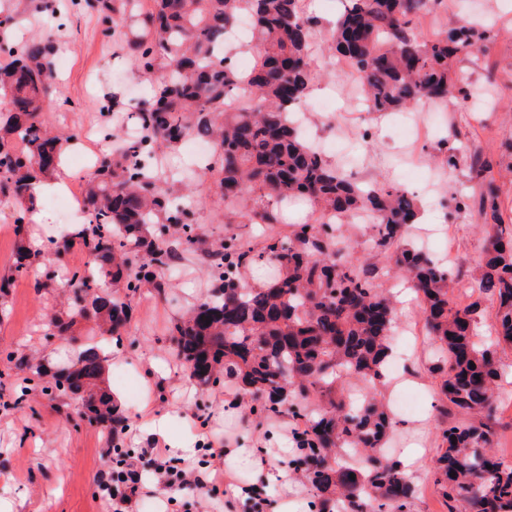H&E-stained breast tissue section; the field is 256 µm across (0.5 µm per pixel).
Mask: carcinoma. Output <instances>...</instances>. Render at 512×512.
I'll return each instance as SVG.
<instances>
[{
  "mask_svg": "<svg viewBox=\"0 0 512 512\" xmlns=\"http://www.w3.org/2000/svg\"><path fill=\"white\" fill-rule=\"evenodd\" d=\"M441 0H343L332 44L361 79L372 112H401L424 102L466 100L467 84L453 77L454 60L494 40L490 27L467 20L445 35L423 39L417 26ZM106 35L120 27L134 65L156 74L148 107L137 112L142 131L131 144L113 133L116 145L100 159L83 207L89 213L66 235L50 241L58 256L75 246L91 257L93 276L71 273L69 311L50 321L52 335H68L78 319L93 334L116 342L133 318L130 298L145 285L164 293V271L195 253L220 285L171 329L191 376L202 386L223 377L240 381L243 395L264 400L262 411L284 405L300 423L304 455L297 468L311 484L320 512H411L412 489L401 463L382 454L392 428L387 408L375 397L353 405L345 383L376 388L383 382L396 317L374 320L392 308L378 280L392 267L421 294L429 336L438 346L431 373L440 380L442 448L434 483L448 512H512V466L486 454L491 445L494 352L480 345L473 315L479 301L455 306L459 278L432 258L402 244L405 227L418 214L416 197L396 185L364 184L341 175L299 134L296 114L313 80L312 38L317 21L300 0H86ZM251 18L243 48L255 57L249 76L232 61L234 28ZM14 17L0 19V97L14 104L0 123V195L19 206L16 223L36 204L34 185L52 174L74 135L49 134L42 114L53 101L55 45L51 37L13 39ZM238 94L246 103L224 108ZM196 138L216 146L206 171L230 214L249 224H280L279 204L302 196L316 206L312 223L288 237L271 236L257 252L237 236L201 247L190 209L171 205L166 180L156 170V149ZM493 156L476 151L468 174L479 194L456 201L458 211H476L489 225L473 287L495 304L498 341L512 346V236L500 224L497 187L488 179ZM364 212L374 224L372 251L391 266L336 260L333 223L324 218ZM41 253L20 246L14 271L25 274ZM269 257L278 275L265 288L247 287L244 270ZM106 367L97 347L51 373L52 389L78 399L88 421L123 454L127 418L107 390L85 396L81 377L100 378ZM321 401L315 413L302 403ZM347 448L358 451L354 467L336 468ZM455 476H450V473Z\"/></svg>",
  "mask_w": 512,
  "mask_h": 512,
  "instance_id": "carcinoma-1",
  "label": "carcinoma"
}]
</instances>
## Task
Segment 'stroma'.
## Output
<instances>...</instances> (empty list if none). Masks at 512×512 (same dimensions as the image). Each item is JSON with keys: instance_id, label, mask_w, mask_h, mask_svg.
Wrapping results in <instances>:
<instances>
[{"instance_id": "stroma-1", "label": "stroma", "mask_w": 512, "mask_h": 512, "mask_svg": "<svg viewBox=\"0 0 512 512\" xmlns=\"http://www.w3.org/2000/svg\"><path fill=\"white\" fill-rule=\"evenodd\" d=\"M28 0H0V12L23 18L16 31L18 40L52 35L56 57L63 70L56 86V102L43 114L45 124L60 136L77 127L93 133L80 146L82 162L64 158L60 175L76 195H83L94 165L107 144L109 132H125L134 123L135 111L155 78L138 71L123 49L119 37L104 38L98 15L79 5L71 8L64 28H57L50 12H31ZM340 7L338 0H317L312 14L319 26L313 43L314 80L311 96L334 91L342 111L308 113L306 123L313 139L325 137L355 140L360 155L358 166L337 154L328 159L343 173H352L366 183L402 184L401 161L435 169L434 194L423 187L414 192L421 207L430 208L436 221L410 224L403 238L405 245L427 248L450 268L474 267L481 252L487 228L474 212L455 209L456 198L473 193L466 162L475 149L493 153L492 171L501 202L503 223L512 225V155L502 152L504 140H512V0H443L435 18L424 19L419 36L439 32L469 15H480L492 23L497 39L462 60L459 68L473 94L493 87L492 104L473 108L457 99L433 111L431 104L420 105L415 117L424 121L428 133L412 149H405L396 136L388 115L358 108L360 80L351 71L335 67L336 55L329 51L331 23ZM459 158L456 169L442 168L446 148ZM197 203L196 222L202 243L231 235L261 246L268 234L287 235V224H231L225 218L224 199L211 175H204L193 186ZM43 223L15 225L13 204L0 200V278L13 276L12 268L20 242L46 240L57 235L59 218L49 205L48 196L37 200ZM7 293H0V512H113L111 503L101 497L99 484L111 465L106 460V435L96 425L82 420L78 402L70 397L43 392L42 380H34L23 401H16L13 387L24 373L17 361L35 359L56 364L85 347L90 327L79 323L73 339L50 336L48 317L63 309L69 293L56 285L34 290L30 277L14 276ZM214 281L194 255H186L178 275L167 283L166 297L153 289H141L132 298L134 316L122 342L104 340L109 375L128 371V384L112 383L111 389L129 419L123 437L127 448H147L153 441L147 433L150 415L143 405H153L158 413L173 412L174 435L203 442L233 440L249 447L256 436H263L268 449L277 446V417L256 414L249 421L226 414L224 397L238 389L237 380H224L208 391H201L190 378L184 362L170 341V330L185 309L204 301ZM397 319L407 325L412 350L402 371L400 385L385 384L384 398L393 401L398 389L416 396V408L396 423L385 445L386 453L401 459L407 450L418 453L411 481L417 489L412 512H447L434 484L435 458L441 442V420L437 407L440 393L430 366L432 345L426 334L420 300L397 306ZM501 368L498 413L491 426L492 451L512 465V349L497 353ZM157 361L160 371L148 374L149 361ZM195 494L157 490L140 494L124 512H196Z\"/></svg>"}]
</instances>
